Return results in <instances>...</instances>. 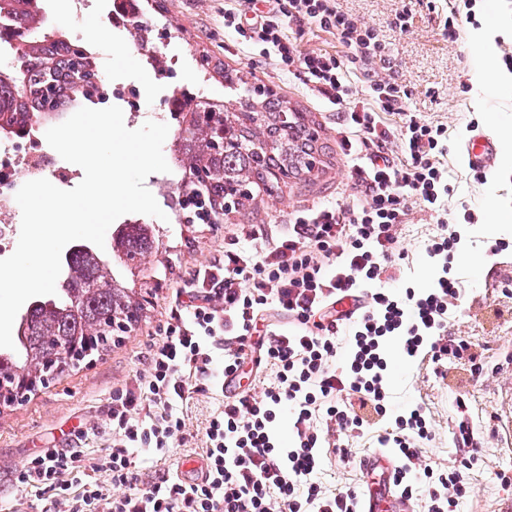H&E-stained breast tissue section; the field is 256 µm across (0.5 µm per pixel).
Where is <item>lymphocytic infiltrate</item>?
Masks as SVG:
<instances>
[{
  "instance_id": "f902f5d3",
  "label": "lymphocytic infiltrate",
  "mask_w": 512,
  "mask_h": 512,
  "mask_svg": "<svg viewBox=\"0 0 512 512\" xmlns=\"http://www.w3.org/2000/svg\"><path fill=\"white\" fill-rule=\"evenodd\" d=\"M312 26L333 36L335 51H304L297 36ZM224 27L301 76L315 97L341 112L343 155L353 196L295 211L287 233L263 248L240 231L224 257L198 270L193 293L171 317L132 389L115 392L111 443L100 456L46 448L16 471L18 491L54 495L56 512H359L348 489L329 493L315 479L323 425L363 433L385 417L389 392L384 342L398 338L412 359L470 355L469 342L445 341L448 305L459 283L448 265L458 244L448 224V129L421 122L388 71V42L338 0H229ZM371 67L363 94L352 77ZM391 114L395 123L383 121ZM430 212L438 232L427 252L440 272L431 288H392L396 228L408 203ZM353 310L344 312V300ZM286 316L279 324L264 317ZM269 366L261 394L241 391L205 421L204 481L164 469L135 471L136 452L169 457L183 438L193 394L240 381L245 366ZM292 416V444L275 429ZM425 411L397 416L377 437L397 459L393 481L405 498L424 489V512H456L467 494L460 471L419 468L431 441Z\"/></svg>"
}]
</instances>
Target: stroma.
<instances>
[{"label":"stroma","mask_w":512,"mask_h":512,"mask_svg":"<svg viewBox=\"0 0 512 512\" xmlns=\"http://www.w3.org/2000/svg\"><path fill=\"white\" fill-rule=\"evenodd\" d=\"M84 16L75 12H47L53 31L84 40L87 22L101 23L103 36L92 41L104 77L129 84L139 92L140 113L124 115L127 128L168 114L165 98L175 85L203 90L225 98L228 91L214 67L232 70L241 81L272 89L290 107L302 110L316 129L320 153L311 173L272 186L244 208L219 217L214 224H180L174 205L181 188L174 173H154L146 186L164 211V218L139 215L152 225L157 241L148 271L157 285L144 295L136 321L115 333L107 351L68 367L47 387L25 400L0 405V500L13 512H50L51 499L37 492H19L14 472L29 455L45 448L61 447V437L73 433L72 447L94 453L108 445L109 411L114 391L133 387L137 375L148 368V357L160 333L178 308V289L191 284L196 272L221 258L224 238L232 230L252 224L265 237L277 236L288 226L290 214L305 206L351 195L341 160L337 129L342 116L306 90L298 75L275 58L241 44L224 29V0H150L146 16L152 25L148 49L178 57L176 66L159 74L146 63L144 52L130 31H118L106 23L104 0H86ZM358 18L386 30L393 63L391 75L408 94L407 104L424 122L448 127V220L460 234L453 262L461 281L448 326V337L471 342L476 361L409 360L398 342H389L388 381L395 407H425L433 439L424 445L421 465L463 469L469 493L458 512H504L512 504V484L503 485L492 475L512 476V230L498 234L486 230L495 211L512 213V160L500 155L497 167L485 182L475 181L462 145L473 132L499 138L491 117L512 124V91L481 87L476 80L483 67V52L471 40L473 31H490L495 44L493 66L503 71L501 58L512 54V0H479L473 22L464 24L457 42L442 36L445 16L454 0H412L413 19L400 34L388 25L403 0H339ZM436 229L429 212L409 205L405 222L397 228V252L404 258L402 278L416 288L433 283L435 271L426 254L428 235ZM507 250L495 251L496 243ZM223 401L221 394H194L187 415V442L170 458L177 464L203 453V426L209 413ZM467 421L474 432L468 446H459L455 431ZM377 430L342 437L350 448L347 462L324 452L318 479L332 492L358 488L364 479L360 460L376 451Z\"/></svg>","instance_id":"35a3bbf8"}]
</instances>
